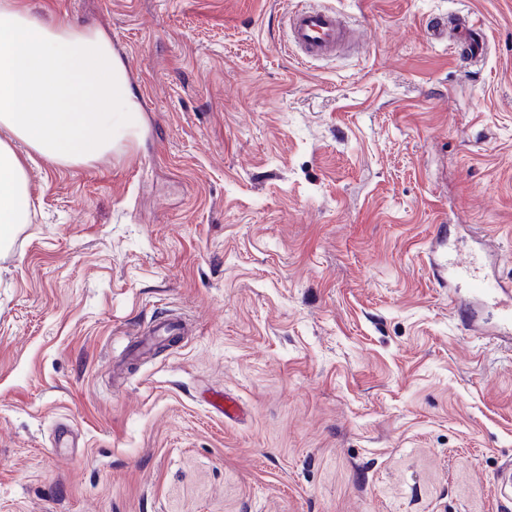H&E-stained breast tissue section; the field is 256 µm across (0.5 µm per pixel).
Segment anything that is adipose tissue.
<instances>
[{
  "label": "adipose tissue",
  "mask_w": 512,
  "mask_h": 512,
  "mask_svg": "<svg viewBox=\"0 0 512 512\" xmlns=\"http://www.w3.org/2000/svg\"><path fill=\"white\" fill-rule=\"evenodd\" d=\"M141 123L126 66L105 33L43 21L25 0H0V129L9 134L0 140V251L28 221V161L88 165L134 139Z\"/></svg>",
  "instance_id": "1"
}]
</instances>
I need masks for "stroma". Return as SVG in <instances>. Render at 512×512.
<instances>
[{"label": "stroma", "mask_w": 512, "mask_h": 512, "mask_svg": "<svg viewBox=\"0 0 512 512\" xmlns=\"http://www.w3.org/2000/svg\"><path fill=\"white\" fill-rule=\"evenodd\" d=\"M102 30L142 136L29 165L0 253V512H512V348L460 327L447 225L512 280V0H26ZM489 39L461 71L429 19ZM171 313L190 332L133 356ZM236 398L228 419L209 401ZM288 43L297 59L306 64L327 61L346 46L355 44L356 27L333 7L309 1L291 11Z\"/></svg>", "instance_id": "stroma-1"}]
</instances>
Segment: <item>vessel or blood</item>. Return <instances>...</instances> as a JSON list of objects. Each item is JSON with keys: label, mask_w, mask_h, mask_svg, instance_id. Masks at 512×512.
I'll list each match as a JSON object with an SVG mask.
<instances>
[{"label": "vessel or blood", "mask_w": 512, "mask_h": 512, "mask_svg": "<svg viewBox=\"0 0 512 512\" xmlns=\"http://www.w3.org/2000/svg\"><path fill=\"white\" fill-rule=\"evenodd\" d=\"M288 43L297 59L311 64L335 58L338 51L354 44V26L335 8L307 0L291 11ZM430 36L463 47L466 62L477 65L487 51V35L480 21L466 19L454 24L441 19L430 22ZM448 277L453 282L451 300L463 325L474 328L480 315L490 318L502 340L512 339V288L488 280L479 258L452 261Z\"/></svg>", "instance_id": "b4317fda"}]
</instances>
